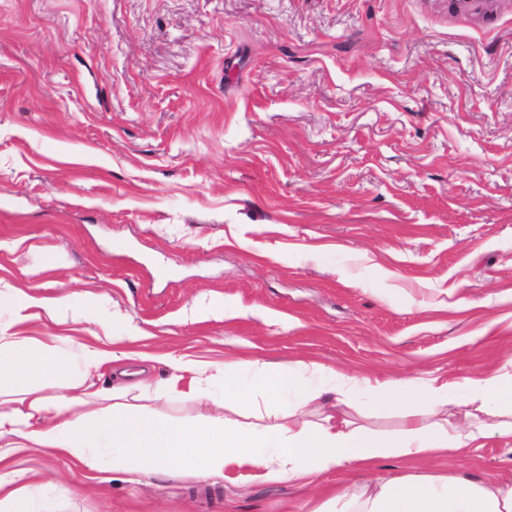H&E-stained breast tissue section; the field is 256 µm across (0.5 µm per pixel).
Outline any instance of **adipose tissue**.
<instances>
[{
	"label": "adipose tissue",
	"mask_w": 512,
	"mask_h": 512,
	"mask_svg": "<svg viewBox=\"0 0 512 512\" xmlns=\"http://www.w3.org/2000/svg\"><path fill=\"white\" fill-rule=\"evenodd\" d=\"M64 299L0 291V487L17 480L0 500V512H30L17 454L40 448L77 460L99 473L121 471L168 478L223 476L243 468L264 470L268 479L304 485L337 470L361 472L391 456H467L482 439H512V361L484 378L453 387L439 378L371 379L322 364L295 361L270 365L235 361L218 367L223 406L272 409L286 393L296 395L272 424L205 415L177 422L134 412L130 394L212 403L202 383L205 364L171 356L170 377L155 388L129 381L130 355L113 351L110 334L82 342L66 356L51 342L27 335L30 309L55 314ZM111 367L125 385L99 386ZM367 393L374 408L401 412L399 430L383 434L358 424L346 410L355 393ZM110 401L108 413L90 403ZM314 512H512V481L480 483L454 475L409 474L348 485Z\"/></svg>",
	"instance_id": "obj_1"
}]
</instances>
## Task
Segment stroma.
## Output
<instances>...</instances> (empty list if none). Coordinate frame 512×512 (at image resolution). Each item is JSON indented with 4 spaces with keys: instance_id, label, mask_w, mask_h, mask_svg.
<instances>
[{
    "instance_id": "obj_1",
    "label": "stroma",
    "mask_w": 512,
    "mask_h": 512,
    "mask_svg": "<svg viewBox=\"0 0 512 512\" xmlns=\"http://www.w3.org/2000/svg\"><path fill=\"white\" fill-rule=\"evenodd\" d=\"M105 298L119 350L457 384L512 359V0H0V290ZM43 512H312L366 478L512 477V443L308 487L99 479Z\"/></svg>"
}]
</instances>
